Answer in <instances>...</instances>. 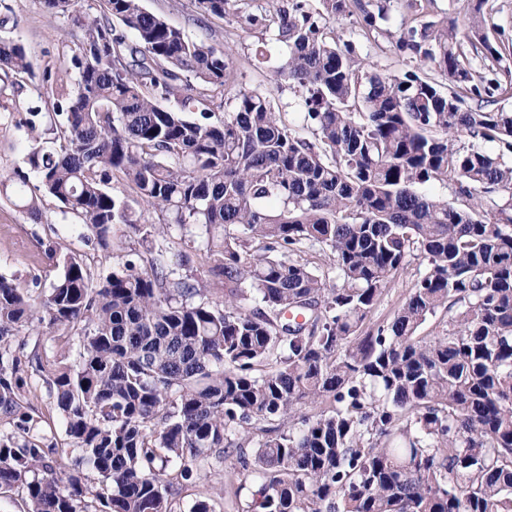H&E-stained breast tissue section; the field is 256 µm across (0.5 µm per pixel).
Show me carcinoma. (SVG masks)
Masks as SVG:
<instances>
[{"label": "carcinoma", "mask_w": 512, "mask_h": 512, "mask_svg": "<svg viewBox=\"0 0 512 512\" xmlns=\"http://www.w3.org/2000/svg\"><path fill=\"white\" fill-rule=\"evenodd\" d=\"M42 2L76 30V79L29 108L37 184L1 175L0 199L37 223L52 198L99 248L137 246L103 277L63 255L45 293L0 275V494L21 492L24 512H174L183 483L233 453L252 488L241 512H512V112L485 111L512 95V48L489 0H466L463 28L400 26L401 74L337 35L350 0H192L272 34L305 135L256 91L224 111L230 48L142 0ZM357 4L382 30L386 0ZM23 76L28 50L0 37V112ZM169 224L205 229L206 270L156 247ZM316 247L324 269L304 258ZM414 261L392 320L362 331ZM441 310L447 328L419 335ZM24 335L75 340L78 359L29 353ZM36 377L68 448L36 414ZM74 448L96 480L66 469Z\"/></svg>", "instance_id": "cac0c4a2"}]
</instances>
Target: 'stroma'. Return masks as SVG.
<instances>
[{"label":"stroma","mask_w":512,"mask_h":512,"mask_svg":"<svg viewBox=\"0 0 512 512\" xmlns=\"http://www.w3.org/2000/svg\"><path fill=\"white\" fill-rule=\"evenodd\" d=\"M8 3L19 21L16 33L31 55L34 76L21 79L16 85L11 94L14 112L0 120V172L22 166L28 142L21 123L29 107L36 105L38 93L50 91L61 78L59 63L72 48L69 25L50 19L41 0H8ZM408 3L409 0H390L385 34L365 35L351 17L340 20L338 30L377 69L391 74L404 72L407 65L393 46L392 31L404 23L414 26L447 13L461 19L466 12L463 0H423L419 11L409 8ZM143 4L190 37L232 48L234 76L224 88L225 110H232L239 92L259 91L281 112L285 123L299 125L295 88L287 81L273 78L282 59L281 48L270 44L265 61H257L255 57L257 47L268 39L260 28L238 22L232 15L198 17L190 0H143ZM42 210V220L35 224L25 219L14 205L0 200V275L17 279L23 287L36 283L40 288H47L59 271L56 256H50L47 250L51 244L56 246L58 254L80 255L94 273L111 270L118 260L116 253L104 252L88 243L82 229L70 215L61 212L55 200L45 199ZM236 468V457L231 454L221 463L201 470L174 500L175 512H190L199 500L209 501L215 512H240L250 492L246 489L237 492L230 487Z\"/></svg>","instance_id":"35a3bbf8"}]
</instances>
